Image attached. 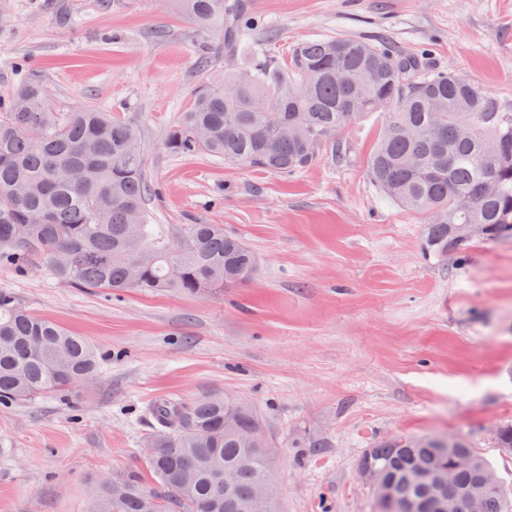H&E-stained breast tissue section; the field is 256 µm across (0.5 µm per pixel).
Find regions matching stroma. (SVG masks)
Instances as JSON below:
<instances>
[{
  "mask_svg": "<svg viewBox=\"0 0 512 512\" xmlns=\"http://www.w3.org/2000/svg\"><path fill=\"white\" fill-rule=\"evenodd\" d=\"M258 24L233 56L177 0H7L0 99L32 73L53 111L95 104L140 134L153 224H220L256 271L223 294L75 288L44 267L0 264V290L96 343L97 376L63 394L0 404V512H83L104 481H154L141 443L150 407L211 393L265 418L277 512H378L362 457L398 435L468 439L506 488L512 459L490 429L512 422V239L436 255L423 215L384 199L367 166L382 118L341 134L291 176L170 152L198 62L248 68L255 44L382 36L429 47L512 108V0H245Z\"/></svg>",
  "mask_w": 512,
  "mask_h": 512,
  "instance_id": "obj_1",
  "label": "stroma"
}]
</instances>
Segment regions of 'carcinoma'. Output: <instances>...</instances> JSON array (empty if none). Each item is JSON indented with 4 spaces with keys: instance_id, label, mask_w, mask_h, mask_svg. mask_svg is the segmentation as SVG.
<instances>
[{
    "instance_id": "1",
    "label": "carcinoma",
    "mask_w": 512,
    "mask_h": 512,
    "mask_svg": "<svg viewBox=\"0 0 512 512\" xmlns=\"http://www.w3.org/2000/svg\"><path fill=\"white\" fill-rule=\"evenodd\" d=\"M199 29L218 25L229 55L252 37L241 0H181ZM203 77L190 108L171 130L172 152L203 154L229 166L294 175L327 149L343 155L339 134L359 116L378 111L382 130L369 163L381 196L426 217L437 254L468 248L456 231L474 224L481 237L512 236V112L461 74L432 64L428 49L400 50L383 37L330 36L297 42L277 59L266 42L246 69ZM360 76L362 84L346 82ZM45 83L24 75L0 100V264L27 270L46 265L76 288H139L197 294L248 281L256 262L221 224H150V188L143 151L127 148L133 126L99 107L58 115ZM498 184L483 193L487 177ZM101 353L91 341L27 312L0 291V404L29 401L93 379ZM145 458L158 490L131 477L120 495L102 483L85 512H246L261 484H270L264 420L251 405L222 394L192 403L161 400ZM512 454V423L493 440ZM436 436H400L369 449L362 463L394 485L395 498H427L405 482L413 468H455L456 512H512V492L482 488L489 467L470 443L439 451Z\"/></svg>"
}]
</instances>
